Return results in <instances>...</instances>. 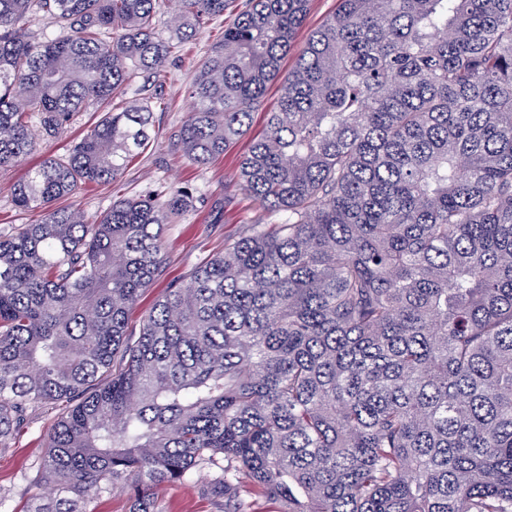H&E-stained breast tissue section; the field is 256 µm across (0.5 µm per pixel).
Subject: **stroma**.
I'll return each instance as SVG.
<instances>
[{"label":"stroma","mask_w":512,"mask_h":512,"mask_svg":"<svg viewBox=\"0 0 512 512\" xmlns=\"http://www.w3.org/2000/svg\"><path fill=\"white\" fill-rule=\"evenodd\" d=\"M224 34L223 24L203 30L189 43L181 57L169 59L168 78L154 85L138 77L143 96L163 99L153 114L154 140L137 155L123 175L106 184H86L63 199L65 207L83 211L88 217L111 208L113 201L133 197L162 185L182 188L196 198L195 209L182 223L166 225L164 261L159 275L145 289L128 316V330L138 333L144 316L166 289L184 279L193 268L222 253L227 237L244 225L265 217L262 206L243 189L237 175L240 157L251 139L263 131L269 112L280 95L279 82H272L262 101L254 108L248 136L242 137L224 156L199 166L190 162L177 144L176 134L193 109L188 95L195 72L207 48ZM99 113H81L76 123L50 141L40 142L36 152L14 167L0 172V236L16 233L23 225L35 223L40 210L22 211L12 202V187L43 157L67 153L74 140L83 137L99 120ZM58 420V410L48 405L29 414L8 447H0V512H23L30 495L34 465L43 457L45 444ZM208 472L194 473L180 482L165 485L158 492L163 512H219L217 502L206 497L202 487Z\"/></svg>","instance_id":"obj_1"}]
</instances>
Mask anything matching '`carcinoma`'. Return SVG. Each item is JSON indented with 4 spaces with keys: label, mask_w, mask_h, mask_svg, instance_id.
I'll list each match as a JSON object with an SVG mask.
<instances>
[{
    "label": "carcinoma",
    "mask_w": 512,
    "mask_h": 512,
    "mask_svg": "<svg viewBox=\"0 0 512 512\" xmlns=\"http://www.w3.org/2000/svg\"><path fill=\"white\" fill-rule=\"evenodd\" d=\"M236 0H0V170L101 113L13 187L42 218L0 237V447L62 412L24 512H129L217 468L224 512H512V0H246L177 134L239 160L267 220L127 318L186 190L88 220L54 203L117 180L152 139L130 90ZM55 34L34 29L38 17ZM303 39H298V36ZM336 0H312L311 10L307 17L305 27L301 35L320 26L336 9ZM299 39H302V36ZM129 504L127 492L121 487H116L95 501L94 507L97 512H128Z\"/></svg>",
    "instance_id": "1"
}]
</instances>
